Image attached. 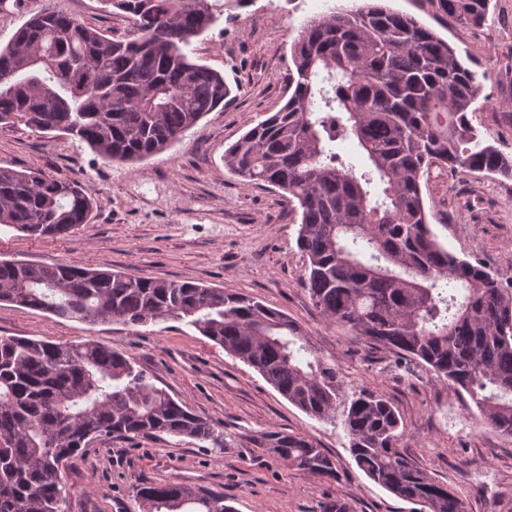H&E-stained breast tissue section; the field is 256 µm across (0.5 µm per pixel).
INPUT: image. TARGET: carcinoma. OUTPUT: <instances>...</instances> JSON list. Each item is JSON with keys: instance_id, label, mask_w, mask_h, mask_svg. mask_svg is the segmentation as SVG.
I'll return each instance as SVG.
<instances>
[{"instance_id": "1", "label": "carcinoma", "mask_w": 512, "mask_h": 512, "mask_svg": "<svg viewBox=\"0 0 512 512\" xmlns=\"http://www.w3.org/2000/svg\"><path fill=\"white\" fill-rule=\"evenodd\" d=\"M31 15L0 47V126L23 123L84 142L104 160L166 150L232 89L196 62L193 42L221 17L211 0H103L128 35L91 27L61 6ZM466 25L489 0H439ZM288 99L224 151L232 174L288 194L300 214L313 304L354 336L415 361L468 397L478 423L512 436V278L444 247L422 180L433 168L512 177V159L469 114L484 84L457 49L383 0L310 18L292 47ZM352 139L360 167L334 151ZM93 209L75 180L0 168V224L66 237ZM0 302L129 327L176 318L252 367L289 403L341 418L357 467L417 512H465L457 492L401 451V418L384 394L346 391L342 372L284 313L245 295L78 263L0 260ZM167 434L224 441L134 358L90 339L0 336V512H62L63 474L101 437ZM270 453L301 473L337 479L310 439L273 433ZM142 512H234L224 493L140 484Z\"/></svg>"}]
</instances>
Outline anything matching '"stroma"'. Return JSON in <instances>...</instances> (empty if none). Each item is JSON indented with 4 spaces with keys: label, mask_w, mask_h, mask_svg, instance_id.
Returning <instances> with one entry per match:
<instances>
[{
    "label": "stroma",
    "mask_w": 512,
    "mask_h": 512,
    "mask_svg": "<svg viewBox=\"0 0 512 512\" xmlns=\"http://www.w3.org/2000/svg\"><path fill=\"white\" fill-rule=\"evenodd\" d=\"M220 21L193 44L199 63L236 85L223 110L208 113L161 154L110 162L78 139L48 137L25 125L0 127V167L58 173L94 198L71 236L32 239L0 225V260L76 262L133 276L249 295L286 314L318 352L336 363L347 387L383 393L398 410L403 453L463 498L466 512H512V438L478 425L464 398L423 367L407 370L392 352L352 336L315 307L297 247L299 217L278 189L224 167V151L288 98L291 48L307 20L357 0H223ZM85 24L128 33L122 13L99 0H67ZM469 57L484 73L488 103L472 114L484 137L512 157V0H489L485 21L459 23L439 0H390ZM429 221L449 252L512 271V177L432 170L424 185ZM0 336L54 342L94 340L132 356L156 384L224 434L216 448L167 435L94 442L68 470L62 512H141L145 481L223 492L235 512H320L342 499L353 512H412L356 466L341 423L288 403L251 367L185 322L134 328L88 324L0 303ZM305 436L333 456L340 476L315 478L276 461L265 438Z\"/></svg>",
    "instance_id": "obj_1"
}]
</instances>
